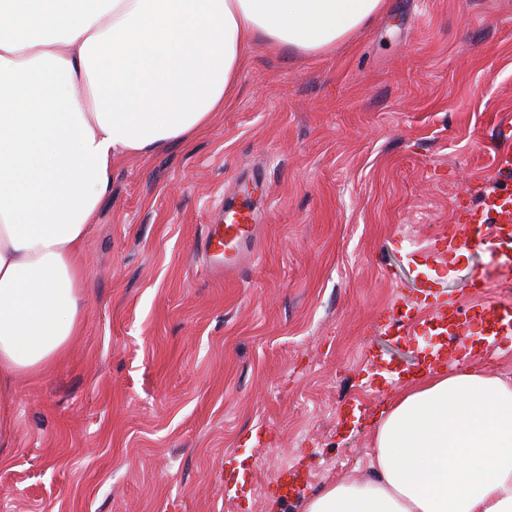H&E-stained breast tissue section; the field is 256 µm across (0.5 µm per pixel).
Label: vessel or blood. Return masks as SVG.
<instances>
[{
    "mask_svg": "<svg viewBox=\"0 0 512 512\" xmlns=\"http://www.w3.org/2000/svg\"><path fill=\"white\" fill-rule=\"evenodd\" d=\"M495 170L502 182L489 188L480 197L478 205H464L448 237L435 240L426 256L435 260L446 253L462 248L480 247L491 250L497 257L494 270L475 280L474 286L489 292L505 274L512 272V188L506 182L512 178V151L498 152ZM256 226L250 210L227 207L224 221L208 225L201 248L209 258L214 273L231 274L254 258ZM419 304L431 307L433 323L442 326L449 342H459L467 334L472 320L455 300L444 293L425 289ZM482 333L494 340L512 334V304L491 302L480 314Z\"/></svg>",
    "mask_w": 512,
    "mask_h": 512,
    "instance_id": "b4317fda",
    "label": "vessel or blood"
}]
</instances>
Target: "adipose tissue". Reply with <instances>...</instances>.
<instances>
[{"mask_svg": "<svg viewBox=\"0 0 512 512\" xmlns=\"http://www.w3.org/2000/svg\"><path fill=\"white\" fill-rule=\"evenodd\" d=\"M384 0H0V393L80 328L78 258L122 158L188 144L245 47L332 49ZM299 512H512V384L464 362L383 404L374 465Z\"/></svg>", "mask_w": 512, "mask_h": 512, "instance_id": "ef3b65f1", "label": "adipose tissue"}]
</instances>
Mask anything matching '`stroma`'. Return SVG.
Wrapping results in <instances>:
<instances>
[{"instance_id":"stroma-1","label":"stroma","mask_w":512,"mask_h":512,"mask_svg":"<svg viewBox=\"0 0 512 512\" xmlns=\"http://www.w3.org/2000/svg\"><path fill=\"white\" fill-rule=\"evenodd\" d=\"M512 148V0H387L331 51L250 47L208 129L127 158L89 227L81 328L18 378L0 512H297L372 469V420L445 344L375 332L399 287L480 311L490 255L409 253ZM256 261L224 281L200 240L242 179ZM470 359L512 383V348Z\"/></svg>"}]
</instances>
